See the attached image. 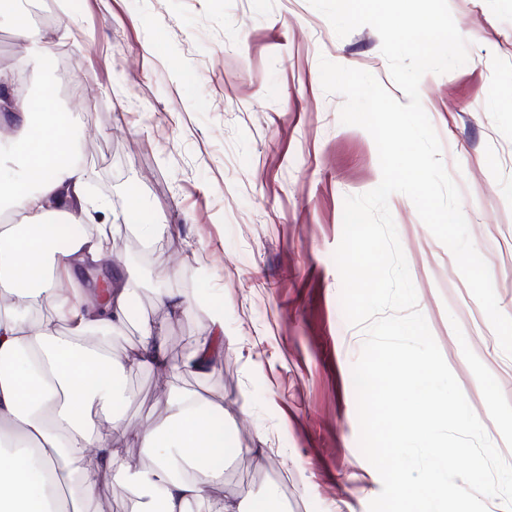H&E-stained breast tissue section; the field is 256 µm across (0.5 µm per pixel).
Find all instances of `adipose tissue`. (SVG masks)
Listing matches in <instances>:
<instances>
[{
	"label": "adipose tissue",
	"instance_id": "adipose-tissue-1",
	"mask_svg": "<svg viewBox=\"0 0 512 512\" xmlns=\"http://www.w3.org/2000/svg\"><path fill=\"white\" fill-rule=\"evenodd\" d=\"M25 45L17 70H46L55 55L19 0H0V23ZM18 128L12 173L0 172V512H87L100 482L119 474L136 512H245L213 496L224 483V438L206 424V398L174 379L204 374L224 354V311L206 308L209 331L176 362L167 361L155 323L141 320L135 355H118L112 339L132 319L133 279H113L100 306L89 305L88 273L113 263L120 225L86 227L89 172L75 143L71 113L46 112L35 94L0 93V112ZM148 365L173 382L163 394L165 419L139 445L152 458L116 459L99 418L120 425L116 411L134 394L129 375Z\"/></svg>",
	"mask_w": 512,
	"mask_h": 512
}]
</instances>
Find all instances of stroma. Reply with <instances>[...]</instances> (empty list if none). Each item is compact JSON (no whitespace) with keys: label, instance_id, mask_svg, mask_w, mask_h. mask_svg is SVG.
<instances>
[{"label":"stroma","instance_id":"1","mask_svg":"<svg viewBox=\"0 0 512 512\" xmlns=\"http://www.w3.org/2000/svg\"><path fill=\"white\" fill-rule=\"evenodd\" d=\"M468 61L425 74L420 98L441 160L462 195L475 248L512 317V0H448ZM89 94H64L54 74L28 72L47 111L79 117L93 195L112 224H166L121 267L139 288L137 318H156L179 361L204 335L202 306L224 309L234 344L204 375L178 379L222 406L223 495L260 497L266 470L288 479V512H368L382 490L359 445L352 368L363 328L340 304L333 259L344 200L381 181L371 135L340 121L319 60L372 73L398 101L377 31L337 37L308 0H20ZM166 114L157 125V114ZM136 207H129V200ZM417 305L490 440L512 462V355L506 354L455 259L412 201L388 202ZM186 297L173 316L156 289ZM167 378L142 369L121 411L120 458L149 464L138 445L161 422Z\"/></svg>","mask_w":512,"mask_h":512}]
</instances>
